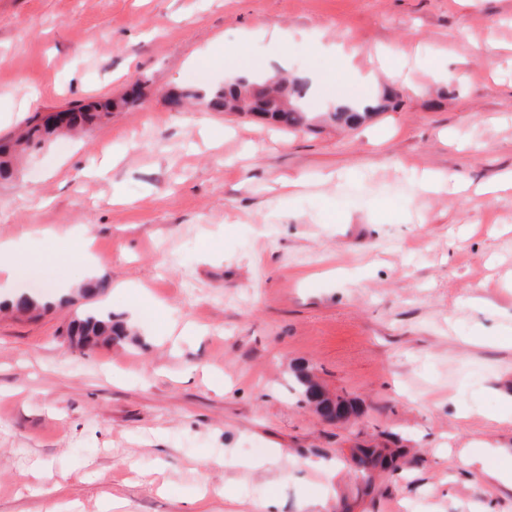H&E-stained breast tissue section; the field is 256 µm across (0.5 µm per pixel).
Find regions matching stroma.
Here are the masks:
<instances>
[{
	"label": "stroma",
	"mask_w": 512,
	"mask_h": 512,
	"mask_svg": "<svg viewBox=\"0 0 512 512\" xmlns=\"http://www.w3.org/2000/svg\"><path fill=\"white\" fill-rule=\"evenodd\" d=\"M332 45L393 109L288 132L167 104L249 61L308 76L323 111ZM400 50L414 87L376 69ZM134 90L0 179V240L27 241L29 288L81 276L87 236L107 282L0 313V512H101L110 495L120 512H512L458 461L512 448V192H478L512 170V0H0V138ZM86 308L131 336L74 350ZM297 364L359 412L325 421ZM366 444L405 451L369 497L346 463Z\"/></svg>",
	"instance_id": "1"
}]
</instances>
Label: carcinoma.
<instances>
[{
    "label": "carcinoma",
    "instance_id": "cac0c4a2",
    "mask_svg": "<svg viewBox=\"0 0 512 512\" xmlns=\"http://www.w3.org/2000/svg\"><path fill=\"white\" fill-rule=\"evenodd\" d=\"M257 81L243 79L240 82L226 83L206 89H180L173 95L181 99L196 100L207 109L215 112H244L258 116L273 125L283 127H311V118L304 110L302 101L307 95V84L303 81L287 78L274 90H255ZM127 104L121 100L78 102L63 110L67 120L55 124H46L34 115L25 122L22 133L12 143L0 144V172L11 162V157L20 150L35 148L52 136L84 130L94 125L101 115ZM393 106V98L385 92L369 102L362 111L353 112L339 108L327 113V118L334 124L355 128L372 114L386 112ZM125 329L112 321V314H104L95 309H88L76 315L68 324L67 336L70 345L83 349L91 343L102 339L111 341L115 336H125ZM298 392L307 403L315 404L317 410H326L330 416L351 415L355 406L341 398L325 396L312 376L303 368L295 370ZM399 449L358 448L352 454L354 474L365 487L372 486L375 473L392 464Z\"/></svg>",
    "mask_w": 512,
    "mask_h": 512
}]
</instances>
